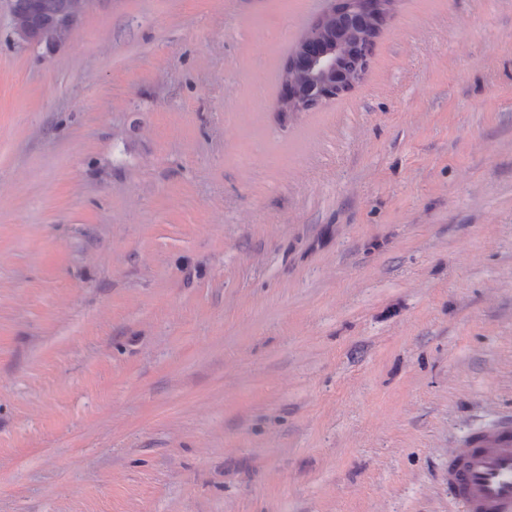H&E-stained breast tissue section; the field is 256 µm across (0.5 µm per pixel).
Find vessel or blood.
Listing matches in <instances>:
<instances>
[{"label": "vessel or blood", "instance_id": "vessel-or-blood-1", "mask_svg": "<svg viewBox=\"0 0 512 512\" xmlns=\"http://www.w3.org/2000/svg\"><path fill=\"white\" fill-rule=\"evenodd\" d=\"M448 496L459 512H512V416L470 432L449 452Z\"/></svg>", "mask_w": 512, "mask_h": 512}]
</instances>
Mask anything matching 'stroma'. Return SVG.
Listing matches in <instances>:
<instances>
[{
  "label": "stroma",
  "mask_w": 512,
  "mask_h": 512,
  "mask_svg": "<svg viewBox=\"0 0 512 512\" xmlns=\"http://www.w3.org/2000/svg\"><path fill=\"white\" fill-rule=\"evenodd\" d=\"M328 0H0V512H456L512 412V0H395L275 109ZM76 1L11 0L13 29L25 42L60 47L72 31L68 20ZM375 23L369 18H357L346 13L336 12L330 15L321 25L311 28L303 36L308 42L328 44L336 42L340 59L348 70H352L358 62L360 53L367 48L371 54L373 41L367 39ZM323 44L309 46L306 50L308 59L301 60V65L307 66L316 77L315 95L305 97L300 90L309 94L312 82L306 69L298 75V85L286 83L281 85L280 96L276 101V111L288 114L284 103L289 102L295 107V112H307L308 106L322 107L334 102L351 91L364 77L369 68L370 56L359 60L358 66L350 72H341L338 65L337 50Z\"/></svg>",
  "instance_id": "obj_1"
}]
</instances>
